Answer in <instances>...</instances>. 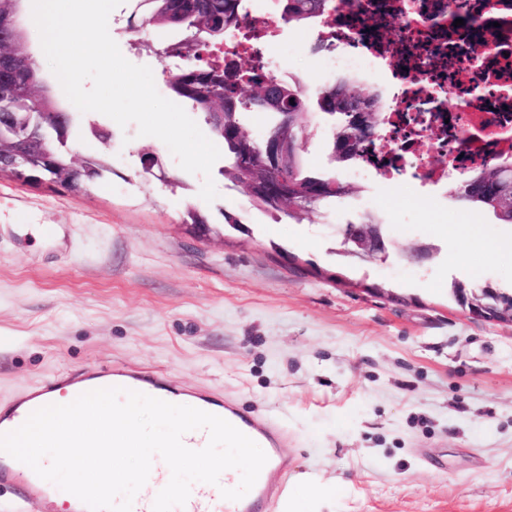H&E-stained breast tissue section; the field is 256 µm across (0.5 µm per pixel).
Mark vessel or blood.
Here are the masks:
<instances>
[{
  "mask_svg": "<svg viewBox=\"0 0 512 512\" xmlns=\"http://www.w3.org/2000/svg\"><path fill=\"white\" fill-rule=\"evenodd\" d=\"M58 384L72 388L74 394L87 391L121 387L138 391L162 400L183 397L190 406L215 414L230 422L242 433L267 450V462L252 489L240 500L223 502V512H275L286 495L284 463L280 448L283 429L271 419L250 414L230 398L208 390L180 387L174 380L164 379L149 371L131 370L114 366L107 374L89 370L78 376L58 377ZM37 392H29L14 403L13 411L0 415V433L16 429L20 424V409H38ZM227 475H220L218 484H201L192 487L185 505L178 512H213L221 489L231 487Z\"/></svg>",
  "mask_w": 512,
  "mask_h": 512,
  "instance_id": "b4317fda",
  "label": "vessel or blood"
}]
</instances>
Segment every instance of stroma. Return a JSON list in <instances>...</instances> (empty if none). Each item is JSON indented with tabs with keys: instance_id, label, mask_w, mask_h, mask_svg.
I'll return each mask as SVG.
<instances>
[{
	"instance_id": "stroma-1",
	"label": "stroma",
	"mask_w": 512,
	"mask_h": 512,
	"mask_svg": "<svg viewBox=\"0 0 512 512\" xmlns=\"http://www.w3.org/2000/svg\"><path fill=\"white\" fill-rule=\"evenodd\" d=\"M138 10L123 0L108 26L165 96L167 63L134 41L168 34L126 32ZM316 34L281 26L264 53L308 88L340 79L375 94L326 68ZM75 114L72 146L109 154L111 174L80 194L0 177L1 409L60 373L146 366L278 420L289 488L278 512H295L308 484L334 493L310 512H512V324L468 315L451 295L456 281L512 291V263L454 230L477 224L495 240L512 224L450 194L421 203L393 181L352 178L333 161L332 125L317 110L303 118L306 165L350 192L297 222L256 209L218 163L219 196L205 202L203 176L181 169L161 140ZM94 125L111 132L108 144ZM148 153L161 162L149 175ZM192 208L208 234L190 224ZM364 214L383 222L391 246L359 261L342 254L341 229ZM417 243L432 253L422 265L404 258Z\"/></svg>"
}]
</instances>
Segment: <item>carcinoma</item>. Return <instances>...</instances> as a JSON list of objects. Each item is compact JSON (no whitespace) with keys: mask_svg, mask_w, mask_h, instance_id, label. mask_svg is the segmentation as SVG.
I'll return each mask as SVG.
<instances>
[{"mask_svg":"<svg viewBox=\"0 0 512 512\" xmlns=\"http://www.w3.org/2000/svg\"><path fill=\"white\" fill-rule=\"evenodd\" d=\"M145 6L141 21L158 29H176L181 37L164 42L160 50L167 57L184 56L182 49L191 47L188 40L200 36L195 54L196 63L181 67L168 75L167 85L172 96L197 111L209 126L215 141L224 147L222 174L233 185L248 191L255 205L275 218L284 214L300 219L326 203L345 196L348 189L331 174L309 170L303 160V116L312 109L327 115L334 125L332 153L342 165L358 162L366 145L376 142L382 134L383 114L365 108L357 100L343 96L344 85L319 86L307 90L299 82H288L245 61L225 60L208 63L202 53L224 46L223 36L235 33L248 36L242 0H194L183 9L175 0H142ZM279 21L295 26L324 25L339 9L337 0H278ZM15 61L27 67V80L9 90L16 100L26 102L22 109L3 114L0 121L24 129L25 117L31 110L56 112L60 104L48 93L42 70L35 61L27 62V46L20 42L13 48ZM265 114L266 133L288 141L295 150L288 156V165L271 170L259 150L260 140L248 134L244 127L246 114ZM47 153H38L33 167L27 169V181H48L68 192H78V186L63 181L60 174L70 163V155L59 146L62 133L53 127L45 131ZM490 160L463 179L454 183L455 196L469 209L489 210L503 224H512V181L492 170ZM109 171L102 156H89L80 181L91 185Z\"/></svg>","mask_w":512,"mask_h":512,"instance_id":"obj_1","label":"carcinoma"}]
</instances>
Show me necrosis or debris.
Segmentation results:
<instances>
[{"mask_svg": "<svg viewBox=\"0 0 512 512\" xmlns=\"http://www.w3.org/2000/svg\"><path fill=\"white\" fill-rule=\"evenodd\" d=\"M358 2L318 34L333 52L328 67L369 80L385 63L403 89L353 176L409 172L444 186L489 157L512 163V0ZM451 8L461 26L446 20Z\"/></svg>", "mask_w": 512, "mask_h": 512, "instance_id": "necrosis-or-debris-1", "label": "necrosis or debris"}]
</instances>
